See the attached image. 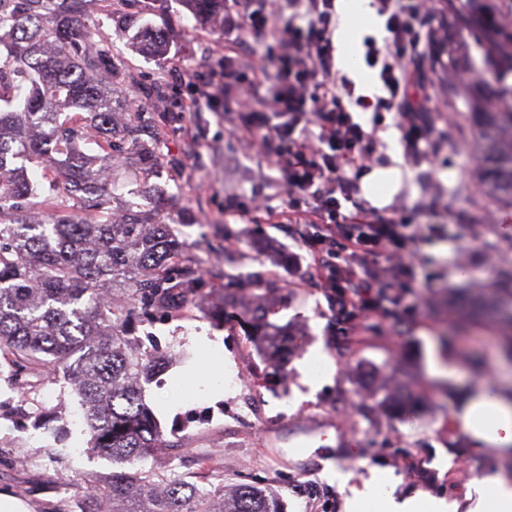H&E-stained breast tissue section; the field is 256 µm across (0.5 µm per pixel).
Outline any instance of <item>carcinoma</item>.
Listing matches in <instances>:
<instances>
[{
  "instance_id": "cac0c4a2",
  "label": "carcinoma",
  "mask_w": 512,
  "mask_h": 512,
  "mask_svg": "<svg viewBox=\"0 0 512 512\" xmlns=\"http://www.w3.org/2000/svg\"><path fill=\"white\" fill-rule=\"evenodd\" d=\"M79 2L0 0V354L18 372L63 370L79 397L88 449L133 465L162 437L143 383L176 354L142 350L126 327L197 292L202 278L178 262L168 225L146 222L150 198L112 209V82L101 78L107 55L91 50L89 27L73 18ZM183 2L200 20L224 21V0ZM136 39L149 56L167 50L159 33ZM473 44L467 65L492 76L495 102L479 101L468 113L478 189L512 208V20L499 21L491 43L474 32ZM90 139L100 153L85 152ZM34 162L54 181L31 180ZM34 207L50 219L32 218ZM117 293L125 297L119 307ZM81 512H285V505L255 485L206 489L142 468L91 484Z\"/></svg>"
}]
</instances>
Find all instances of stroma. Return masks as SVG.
Returning a JSON list of instances; mask_svg holds the SVG:
<instances>
[{
    "label": "stroma",
    "instance_id": "35a3bbf8",
    "mask_svg": "<svg viewBox=\"0 0 512 512\" xmlns=\"http://www.w3.org/2000/svg\"><path fill=\"white\" fill-rule=\"evenodd\" d=\"M224 10L232 19L227 30L199 23L182 0H99L90 21L93 42L107 50L115 73L112 102L120 117L112 139L122 153L114 197L161 191L159 219L205 283L175 312L131 331L143 349H170L194 366L188 380L171 386L161 375L144 386L166 391L172 408L160 421L153 467L167 480L205 488H270L286 512H343V493L324 475L330 465L351 473L356 485L379 469L399 478V492L463 498L496 462L471 454L467 436L448 431L446 422L463 385L495 378L499 341L512 337V327L498 322L462 321L450 293L466 284L489 293L496 275L512 268V210L485 199L474 176L467 89L445 72L431 74L428 120L438 150L419 163L394 162L401 140L392 114L360 113L375 132L373 168L401 170L398 191L376 214L429 224L434 232L417 246V278L395 316L341 328L324 296L282 262L298 247L290 224L269 221L288 211L273 155L237 139L222 115L183 110L189 91L177 88L178 75L266 54L264 37L233 0ZM145 26L166 37V59L138 50L135 36ZM134 102L138 138L158 162L151 170L124 138L122 114ZM260 307L275 333L269 343L250 335L248 322ZM202 330L223 334L224 354L233 372L244 374L245 387L219 397L203 393L213 360L189 342ZM316 349L333 374L311 394L298 365ZM436 361L456 367V376L435 377ZM87 440L66 375L18 374L0 358V493L30 512H79L86 480H108L113 470Z\"/></svg>",
    "mask_w": 512,
    "mask_h": 512
}]
</instances>
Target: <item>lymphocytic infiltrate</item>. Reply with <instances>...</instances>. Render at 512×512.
<instances>
[{"label": "lymphocytic infiltrate", "mask_w": 512, "mask_h": 512, "mask_svg": "<svg viewBox=\"0 0 512 512\" xmlns=\"http://www.w3.org/2000/svg\"><path fill=\"white\" fill-rule=\"evenodd\" d=\"M252 2L238 0L251 28L269 38L275 73L243 59L224 66L215 83L183 76L194 90L184 108L223 113L239 138L273 150L288 193V217L298 225L306 251L305 257H292V264H305V283L334 300L346 320L384 316L383 299L394 298L414 278L422 227L369 215L356 201L346 172L365 167L373 135L355 112L392 113L406 156L414 161L430 156L423 65L448 32L429 23L428 0H373L386 35L365 42V63L377 70L384 89L371 99L336 74V0H289L296 20L284 27L274 13L255 9ZM265 85L269 95H259Z\"/></svg>", "instance_id": "f902f5d3"}]
</instances>
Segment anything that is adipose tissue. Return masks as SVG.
I'll use <instances>...</instances> for the list:
<instances>
[{"instance_id": "obj_1", "label": "adipose tissue", "mask_w": 512, "mask_h": 512, "mask_svg": "<svg viewBox=\"0 0 512 512\" xmlns=\"http://www.w3.org/2000/svg\"><path fill=\"white\" fill-rule=\"evenodd\" d=\"M339 7L345 23L337 33V65L363 86L365 95H373L358 56L360 34L372 19L370 0H339ZM451 419L469 437L473 451L500 460L496 472L474 480L463 499L451 500L397 495V478L378 470L356 488L347 472L332 468L328 478L345 491V512H512V382H479L465 389Z\"/></svg>"}]
</instances>
